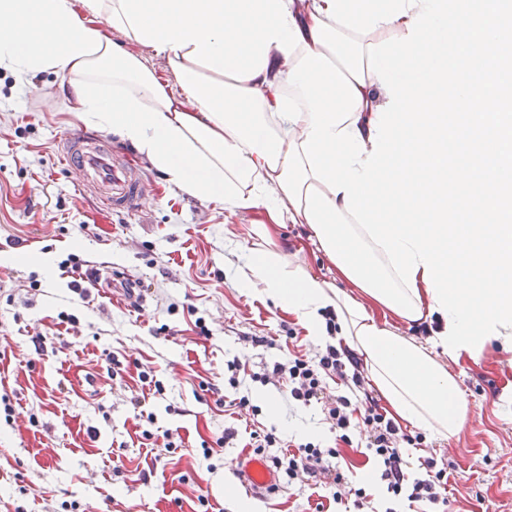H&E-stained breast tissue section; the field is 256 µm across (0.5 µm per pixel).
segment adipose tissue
<instances>
[{"instance_id": "adipose-tissue-1", "label": "adipose tissue", "mask_w": 512, "mask_h": 512, "mask_svg": "<svg viewBox=\"0 0 512 512\" xmlns=\"http://www.w3.org/2000/svg\"><path fill=\"white\" fill-rule=\"evenodd\" d=\"M504 0H0V68L65 71L66 108L182 193L254 225L307 224L364 300L249 255L308 335L363 354L402 422L457 433L468 403L431 354L512 346V26ZM121 41H113L112 32ZM162 56L160 82L126 43ZM437 314L421 344L380 326ZM338 329L328 335L325 313Z\"/></svg>"}]
</instances>
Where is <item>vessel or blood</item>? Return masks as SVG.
I'll return each mask as SVG.
<instances>
[{
    "label": "vessel or blood",
    "instance_id": "vessel-or-blood-1",
    "mask_svg": "<svg viewBox=\"0 0 512 512\" xmlns=\"http://www.w3.org/2000/svg\"><path fill=\"white\" fill-rule=\"evenodd\" d=\"M61 153L67 170L79 176L83 194L115 211H131L141 205L145 181L129 163L126 151L81 129L68 134ZM239 468L253 496L265 499L278 491L277 475L265 457L241 458Z\"/></svg>",
    "mask_w": 512,
    "mask_h": 512
}]
</instances>
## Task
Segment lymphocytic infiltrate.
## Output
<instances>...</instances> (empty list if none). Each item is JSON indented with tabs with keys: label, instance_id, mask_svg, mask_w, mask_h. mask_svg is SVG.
<instances>
[{
	"label": "lymphocytic infiltrate",
	"instance_id": "f902f5d3",
	"mask_svg": "<svg viewBox=\"0 0 512 512\" xmlns=\"http://www.w3.org/2000/svg\"><path fill=\"white\" fill-rule=\"evenodd\" d=\"M358 365L359 359L353 351L340 352L330 345L312 357L285 354L283 360L274 363L272 372L287 375L288 392L293 400L305 405L320 404L341 441H350L354 431L364 433L363 454L378 467L379 478L391 501L385 512H396L394 503L403 498L415 503H438L442 495L449 492L447 471L439 468L434 458L427 457L419 464V474H412L403 447L419 444L420 439L401 432L399 426L381 412L377 400L364 387ZM333 376L343 381L345 393L328 390L326 380ZM358 406L363 409L359 416L354 413ZM249 438L255 453H270L274 467L288 477L304 472L320 479L337 502L342 501L345 494H353L354 505L359 510L367 502L364 489H350L338 449L324 448L311 441L284 449L276 435L255 430L250 432Z\"/></svg>",
	"mask_w": 512,
	"mask_h": 512
}]
</instances>
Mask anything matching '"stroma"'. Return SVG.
I'll return each instance as SVG.
<instances>
[{
	"mask_svg": "<svg viewBox=\"0 0 512 512\" xmlns=\"http://www.w3.org/2000/svg\"><path fill=\"white\" fill-rule=\"evenodd\" d=\"M66 80L51 71L21 85L0 69V512H62L65 500L75 512H233L240 500L253 512H353L303 476L251 496L236 463L252 455L255 429L339 449L353 486L384 512V486L356 443L339 442L320 406L289 400L271 373L285 352L312 356L324 343L261 293L236 288L231 272L268 247L342 292L360 289L311 244L309 225H280L263 241L251 227L269 223L264 209L182 194L139 153L131 158L156 187L142 208L109 212L82 195L59 154L85 126L65 108ZM71 252L88 262L83 300L58 267ZM62 311L75 324L60 322ZM232 358L245 390L224 374ZM437 359L469 418L454 435L427 432L412 451L454 466L448 502L431 512H512V347L494 340L480 361ZM143 365L155 385L140 382ZM244 392L259 414L236 406ZM228 428L237 435L226 443Z\"/></svg>",
	"mask_w": 512,
	"mask_h": 512,
	"instance_id": "35a3bbf8",
	"label": "stroma"
}]
</instances>
